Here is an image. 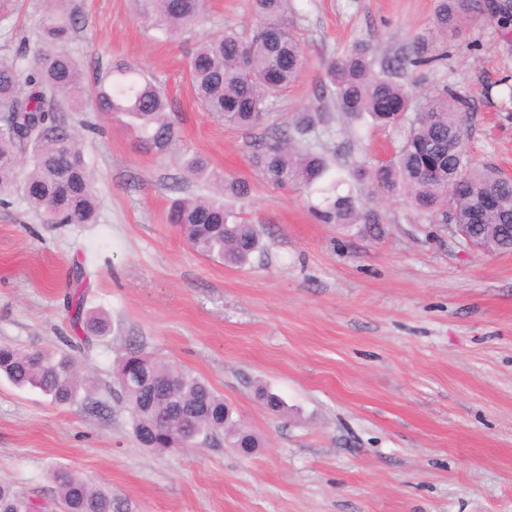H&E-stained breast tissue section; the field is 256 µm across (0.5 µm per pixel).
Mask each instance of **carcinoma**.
I'll list each match as a JSON object with an SVG mask.
<instances>
[{
    "mask_svg": "<svg viewBox=\"0 0 512 512\" xmlns=\"http://www.w3.org/2000/svg\"><path fill=\"white\" fill-rule=\"evenodd\" d=\"M67 0H52L38 20L40 53L24 66L21 58L0 60V205L14 194L40 217L43 224L96 223V189L82 148V140L65 113L90 105L129 120L135 141L144 152H162L178 140L168 117V99L135 68L119 63L94 86L85 81L82 65L64 43L78 26L72 11L60 8ZM136 17L162 36L174 39L202 25L206 0H134ZM253 28L249 34L225 30L196 42L188 59V78L201 109L227 127L266 129L253 155L263 180L278 189L298 187L318 194L311 204L322 224H355L358 211L343 174L331 173L324 148L310 135L330 132L332 113L316 109L293 115L285 125L271 122L272 99L300 76L307 58L293 32V0H251ZM482 0H441L436 24L448 28L461 17L482 14ZM436 60L415 54L396 57L373 69L371 52L355 47L328 63L320 94L349 118L363 114L373 122L391 125L385 108L408 112L411 96L397 75L409 67ZM188 174L210 179L207 160L195 155L186 161ZM384 193L404 196L417 210L443 223L469 225L470 235L498 252L512 251V181L493 169L471 166L460 135L457 105L444 92L426 95L417 117L409 124L395 157L369 172ZM467 181L472 192L451 196L456 179ZM495 191L502 200L497 214L477 216L479 194ZM250 184L226 178L211 196L176 200L168 213L197 252L242 268L264 244L259 228L224 204V198L244 199ZM74 309L73 327L80 342L107 332L108 322L85 309L78 291L67 298ZM0 376L18 388H36L51 402L65 405L79 395L82 378L68 354L0 346ZM117 384L132 419L134 434L144 448L166 451L188 448L201 437L221 433L248 455L259 439L233 418V411L204 380L174 369L138 347L123 356ZM273 411L284 402L267 388L257 389ZM55 496L63 512H133L131 504L107 486H93L65 466L50 471ZM0 512H37L34 504L11 487L0 484Z\"/></svg>",
    "mask_w": 512,
    "mask_h": 512,
    "instance_id": "1",
    "label": "carcinoma"
}]
</instances>
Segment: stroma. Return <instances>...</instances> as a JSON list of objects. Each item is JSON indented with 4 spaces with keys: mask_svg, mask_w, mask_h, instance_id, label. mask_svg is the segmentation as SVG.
<instances>
[{
    "mask_svg": "<svg viewBox=\"0 0 512 512\" xmlns=\"http://www.w3.org/2000/svg\"><path fill=\"white\" fill-rule=\"evenodd\" d=\"M81 25L67 43L87 81L113 64L139 67L164 90L181 137L138 149L120 114L74 112L97 188L93 224H43L22 201L0 206V345L49 352L72 336L66 296L75 264L88 307L109 322L78 352L93 404H51L0 377V484L39 512H61L48 477L61 463L124 495L134 512H512V252L489 255L369 177L355 195L373 224H322L307 192L262 181L252 155L263 130L228 128L202 112L184 39L165 40L131 0H71ZM438 0H294L308 56L273 101L275 123L322 107L327 61L354 44L376 63L422 47L439 61L402 80L413 102L456 98L471 161L512 174V34L491 14L444 34ZM48 0H0V58L33 59ZM196 37L251 22L249 0H208ZM401 126L336 117L320 140L375 164ZM252 185L235 211L265 247L235 268L194 251L169 224L174 199L209 195L186 160ZM138 346L208 382L261 441L251 455L222 435L180 451L137 442L113 383ZM266 386L287 404L267 409Z\"/></svg>",
    "mask_w": 512,
    "mask_h": 512,
    "instance_id": "35a3bbf8",
    "label": "stroma"
}]
</instances>
